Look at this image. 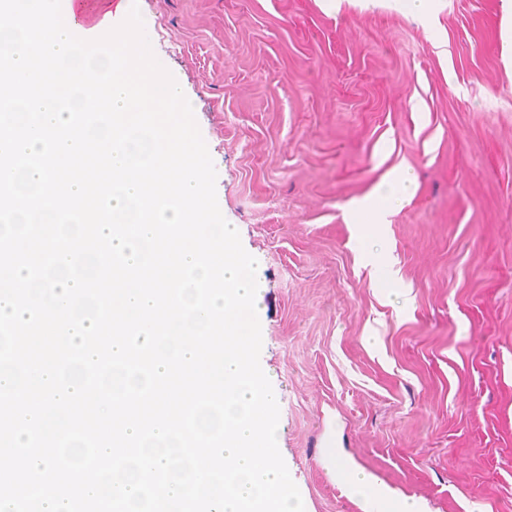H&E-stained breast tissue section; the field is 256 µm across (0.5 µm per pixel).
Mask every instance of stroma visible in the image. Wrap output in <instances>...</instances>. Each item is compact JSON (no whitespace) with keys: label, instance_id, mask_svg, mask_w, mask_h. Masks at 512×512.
<instances>
[{"label":"stroma","instance_id":"35a3bbf8","mask_svg":"<svg viewBox=\"0 0 512 512\" xmlns=\"http://www.w3.org/2000/svg\"><path fill=\"white\" fill-rule=\"evenodd\" d=\"M258 261L261 367L305 512L328 446L426 512H512V0H137ZM395 169L381 231L354 205ZM388 2L401 13L430 22L434 15L436 0H390Z\"/></svg>","mask_w":512,"mask_h":512}]
</instances>
